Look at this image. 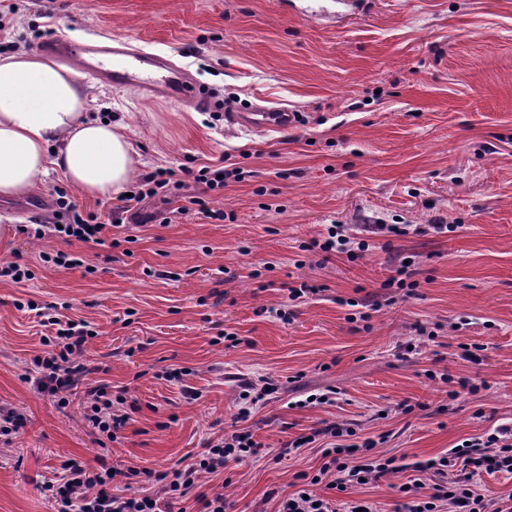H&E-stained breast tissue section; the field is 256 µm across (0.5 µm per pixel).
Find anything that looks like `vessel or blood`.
Returning <instances> with one entry per match:
<instances>
[{
    "label": "vessel or blood",
    "instance_id": "b4317fda",
    "mask_svg": "<svg viewBox=\"0 0 512 512\" xmlns=\"http://www.w3.org/2000/svg\"><path fill=\"white\" fill-rule=\"evenodd\" d=\"M38 51L76 65L98 82L130 89L146 98L181 102L204 111L212 101L184 68L168 55L145 51L128 42L106 38L76 39L52 35L37 46ZM227 123L244 124L260 130H285L295 124L293 112L285 107L257 105L240 112L225 113Z\"/></svg>",
    "mask_w": 512,
    "mask_h": 512
}]
</instances>
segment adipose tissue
I'll return each instance as SVG.
<instances>
[{
  "label": "adipose tissue",
  "instance_id": "1",
  "mask_svg": "<svg viewBox=\"0 0 512 512\" xmlns=\"http://www.w3.org/2000/svg\"><path fill=\"white\" fill-rule=\"evenodd\" d=\"M89 103L74 69L24 51L0 59V197L26 195L52 171L89 197L126 189L136 154Z\"/></svg>",
  "mask_w": 512,
  "mask_h": 512
}]
</instances>
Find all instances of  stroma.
<instances>
[{"instance_id": "35a3bbf8", "label": "stroma", "mask_w": 512, "mask_h": 512, "mask_svg": "<svg viewBox=\"0 0 512 512\" xmlns=\"http://www.w3.org/2000/svg\"><path fill=\"white\" fill-rule=\"evenodd\" d=\"M64 32L129 41L172 57L222 107L197 111L90 81L89 115L122 126L139 171L237 164L244 180L209 192L226 218L181 214L184 201H143L149 219L130 253L62 246L17 233L0 238V260L35 272L26 286L0 281V403L26 418L0 446V512H52L40 491L69 458L99 453L82 404L58 408L22 377L49 328L29 299L68 305L97 335L87 363L127 387L139 407L112 447L121 466L164 471L191 461L231 427L261 444L256 457L208 478L226 512H278L294 476L316 474L319 448L297 456L282 442L321 422L359 436L389 433L381 452L421 461L470 437L512 427V0H21L0 42H40ZM266 101L295 112L288 130L230 125L225 108ZM79 208L107 213L117 197L91 198L50 172L32 194L0 199V217L27 223L51 213L56 189ZM455 227L445 235L378 237L362 258L318 263L301 245L323 225ZM68 248L95 270L64 271L41 254ZM413 256L422 285L394 292L368 322H348L346 299L381 291L391 269ZM303 277L321 292L296 304L289 322L266 315ZM437 331L435 339L418 326ZM237 333L234 347L213 344ZM478 345L476 360L462 348ZM187 369L183 384L159 372ZM464 377L477 393L448 401L428 372ZM267 376L279 390L237 420L241 385ZM199 391L190 401L183 387ZM334 405L299 407L326 388ZM410 401L416 409L398 408ZM177 421L162 423L168 415ZM413 471L337 494V505L397 512Z\"/></svg>"}]
</instances>
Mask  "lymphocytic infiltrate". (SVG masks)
Wrapping results in <instances>:
<instances>
[{
    "label": "lymphocytic infiltrate",
    "mask_w": 512,
    "mask_h": 512,
    "mask_svg": "<svg viewBox=\"0 0 512 512\" xmlns=\"http://www.w3.org/2000/svg\"><path fill=\"white\" fill-rule=\"evenodd\" d=\"M239 168L204 166L198 170H174L157 167L140 174L129 196L123 197L118 213L101 216L83 211L72 204L66 193H59L56 203L65 218L63 225L29 224L21 231L36 240L60 239L87 245L120 248L123 240L107 238L106 232L121 227L123 213L148 198L169 201L194 181L207 190L224 187L227 179H240ZM407 224H375L369 234L349 233L344 225L330 224L317 237L305 243V251L330 259L340 254L348 260L361 258L370 248V234H389L398 238L410 235ZM26 307L43 317L52 335L42 337V349L26 364L25 381L37 393L55 399L59 407H68L73 398L84 403L87 422L100 452L94 462L69 459L62 479L47 481L42 491L51 502L53 512H173L179 499L194 495L201 512H224V496L202 490L206 476L223 472L229 463L241 462L258 453L259 444L250 432L232 430L217 440L204 444L193 462L168 472L148 466L121 467L108 462L111 443L117 442L138 410L130 401L127 389H113L111 383L94 380V367L86 364L84 353L96 335L82 320L61 319L52 305L27 300ZM354 428L338 423H323L310 434L282 442L283 454H296L314 443H321L324 463L317 474L297 473V489L281 502L279 512H337L335 499L314 493L313 488L326 484L328 489L345 492L372 484L388 474L398 472L396 457L374 455L385 435L355 443ZM456 477H449V469ZM512 474V428L499 427L493 433L472 438L470 443L450 449L448 454L412 463L416 479L402 484L403 498L399 512H487L484 494L471 480L472 469ZM157 485L153 495L134 491L135 479Z\"/></svg>",
    "instance_id": "obj_1"
}]
</instances>
